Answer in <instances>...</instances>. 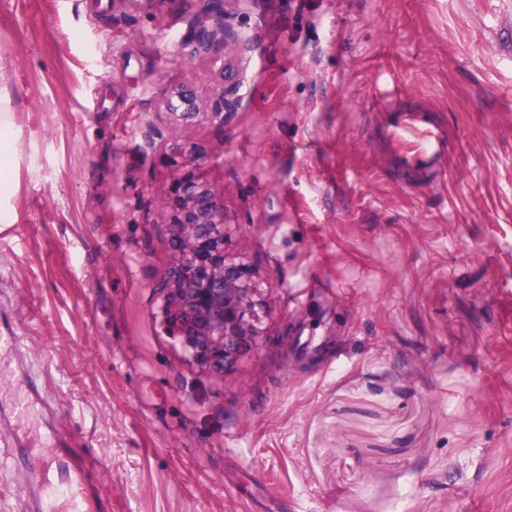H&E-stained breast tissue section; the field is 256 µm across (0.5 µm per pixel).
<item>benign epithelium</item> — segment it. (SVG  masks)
Returning <instances> with one entry per match:
<instances>
[{"instance_id":"obj_1","label":"benign epithelium","mask_w":512,"mask_h":512,"mask_svg":"<svg viewBox=\"0 0 512 512\" xmlns=\"http://www.w3.org/2000/svg\"><path fill=\"white\" fill-rule=\"evenodd\" d=\"M204 2L205 10L182 37L181 46L187 49V59L205 53L226 61L221 83L205 101L191 89L174 87L167 109L187 118L205 113L222 126L238 91L234 69L227 62L239 46L230 24L234 0ZM162 204L171 210L172 263L160 285L161 322L188 359L222 384L265 333L262 280L250 263L225 251L229 225L224 223V195L176 173Z\"/></svg>"}]
</instances>
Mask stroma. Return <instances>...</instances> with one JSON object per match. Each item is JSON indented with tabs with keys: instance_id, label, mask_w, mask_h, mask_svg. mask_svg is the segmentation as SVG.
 I'll return each instance as SVG.
<instances>
[{
	"instance_id": "1",
	"label": "stroma",
	"mask_w": 512,
	"mask_h": 512,
	"mask_svg": "<svg viewBox=\"0 0 512 512\" xmlns=\"http://www.w3.org/2000/svg\"><path fill=\"white\" fill-rule=\"evenodd\" d=\"M201 8L0 0V512H70L39 433L92 512H512V0H236L220 128L165 110ZM177 144L263 280L222 385L160 324ZM0 224H13L17 216L6 201L12 193V176L17 157V129L10 99L4 88H0Z\"/></svg>"
}]
</instances>
